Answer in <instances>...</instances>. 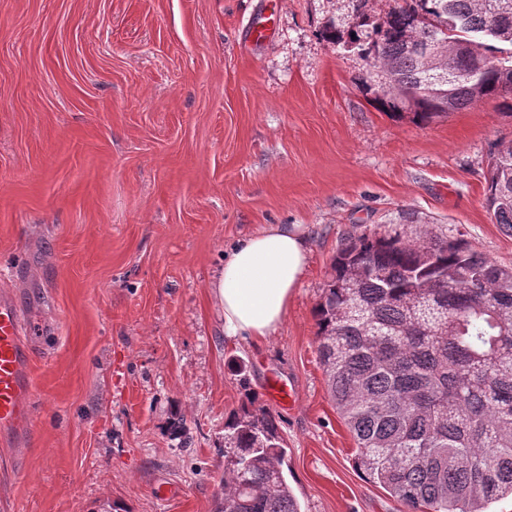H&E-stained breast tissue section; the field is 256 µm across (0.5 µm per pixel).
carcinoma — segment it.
<instances>
[{"instance_id": "1", "label": "carcinoma", "mask_w": 512, "mask_h": 512, "mask_svg": "<svg viewBox=\"0 0 512 512\" xmlns=\"http://www.w3.org/2000/svg\"><path fill=\"white\" fill-rule=\"evenodd\" d=\"M490 0H410L363 33L328 38L363 56L390 112L428 124L476 98L512 96V14ZM485 204L512 233V144L493 157ZM319 360L357 442L355 466L407 512H486L512 495V268L427 231L346 238L316 309ZM244 400L224 420L214 512H301L275 415L236 365ZM172 437L189 442L174 414Z\"/></svg>"}]
</instances>
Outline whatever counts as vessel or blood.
<instances>
[{
	"label": "vessel or blood",
	"mask_w": 512,
	"mask_h": 512,
	"mask_svg": "<svg viewBox=\"0 0 512 512\" xmlns=\"http://www.w3.org/2000/svg\"><path fill=\"white\" fill-rule=\"evenodd\" d=\"M29 351L15 303L0 296V437L16 434L29 415Z\"/></svg>",
	"instance_id": "1"
}]
</instances>
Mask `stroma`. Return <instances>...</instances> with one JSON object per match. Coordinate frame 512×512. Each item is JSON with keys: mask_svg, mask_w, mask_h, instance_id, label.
<instances>
[{"mask_svg": "<svg viewBox=\"0 0 512 512\" xmlns=\"http://www.w3.org/2000/svg\"><path fill=\"white\" fill-rule=\"evenodd\" d=\"M0 0V293L30 346V427L0 442V512H213L224 420L273 407L302 512H403L354 467L316 307L344 238L423 230L512 266L485 206L512 143L498 98L427 125L391 117L369 66L324 35L402 0ZM274 224L308 265L276 332L229 338L212 285ZM180 414L188 448L168 436Z\"/></svg>", "mask_w": 512, "mask_h": 512, "instance_id": "1", "label": "stroma"}]
</instances>
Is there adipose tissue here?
<instances>
[{
	"mask_svg": "<svg viewBox=\"0 0 512 512\" xmlns=\"http://www.w3.org/2000/svg\"><path fill=\"white\" fill-rule=\"evenodd\" d=\"M306 267L302 225L277 224L241 240L213 284L225 333L270 336L286 316Z\"/></svg>",
	"mask_w": 512,
	"mask_h": 512,
	"instance_id": "ef3b65f1",
	"label": "adipose tissue"
}]
</instances>
